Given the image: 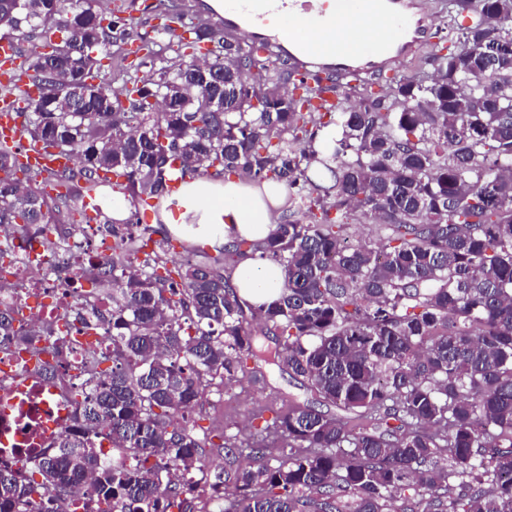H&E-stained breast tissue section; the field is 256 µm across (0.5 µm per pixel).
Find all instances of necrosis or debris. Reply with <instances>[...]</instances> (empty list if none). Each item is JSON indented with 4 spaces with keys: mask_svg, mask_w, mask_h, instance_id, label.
Segmentation results:
<instances>
[{
    "mask_svg": "<svg viewBox=\"0 0 512 512\" xmlns=\"http://www.w3.org/2000/svg\"><path fill=\"white\" fill-rule=\"evenodd\" d=\"M94 235L91 224L70 228L64 252L52 237L0 228V309L36 333L27 346L0 335V464L24 477L70 426L85 366L108 352L105 329L86 321L91 299L71 287Z\"/></svg>",
    "mask_w": 512,
    "mask_h": 512,
    "instance_id": "obj_1",
    "label": "necrosis or debris"
}]
</instances>
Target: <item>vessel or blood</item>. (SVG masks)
I'll return each instance as SVG.
<instances>
[{
  "mask_svg": "<svg viewBox=\"0 0 512 512\" xmlns=\"http://www.w3.org/2000/svg\"><path fill=\"white\" fill-rule=\"evenodd\" d=\"M405 0H336L333 13H324L317 0H226L224 12L262 28L270 12L280 25L274 40L299 47L307 63L357 61L355 48L366 29L384 27L386 48L406 54L428 31L425 19L406 13ZM16 44L0 40V81L11 83L16 71Z\"/></svg>",
  "mask_w": 512,
  "mask_h": 512,
  "instance_id": "vessel-or-blood-1",
  "label": "vessel or blood"
}]
</instances>
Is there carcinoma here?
Instances as JSON below:
<instances>
[{"instance_id": "cac0c4a2", "label": "carcinoma", "mask_w": 512, "mask_h": 512, "mask_svg": "<svg viewBox=\"0 0 512 512\" xmlns=\"http://www.w3.org/2000/svg\"><path fill=\"white\" fill-rule=\"evenodd\" d=\"M97 4L0 0V36L29 78L10 89L28 145L0 140V226L44 234L92 193L98 218L81 208L74 224L113 238L109 260L85 253L112 367L75 390L38 478L0 466V512H512V0H448L461 36L432 71L388 78L353 107L321 71L298 79L269 43L199 27L174 0L153 9L190 37L153 27L146 75L109 78L102 59L133 34ZM36 41L47 51L25 49ZM35 145L69 166L19 163ZM202 170L295 188L307 221L173 269L157 252L139 260L164 243L137 211L107 216L111 195L157 211L169 181ZM360 218L381 225L378 241H350ZM249 257L283 269L268 304L224 274ZM0 332L28 342L5 310ZM257 361L336 413L292 404L267 420L258 407L262 424L237 441L199 425L204 391ZM201 485L213 495L198 509Z\"/></svg>"}]
</instances>
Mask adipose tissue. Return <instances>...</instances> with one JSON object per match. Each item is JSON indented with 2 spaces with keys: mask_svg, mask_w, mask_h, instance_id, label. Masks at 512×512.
<instances>
[{
  "mask_svg": "<svg viewBox=\"0 0 512 512\" xmlns=\"http://www.w3.org/2000/svg\"><path fill=\"white\" fill-rule=\"evenodd\" d=\"M287 203L288 188L282 183L197 175L182 187L179 213L164 212L163 220L182 226L191 242L218 250L238 238L265 240ZM232 284L239 296L260 305L279 296L284 274L273 262L246 259L233 272Z\"/></svg>",
  "mask_w": 512,
  "mask_h": 512,
  "instance_id": "obj_1",
  "label": "adipose tissue"
}]
</instances>
